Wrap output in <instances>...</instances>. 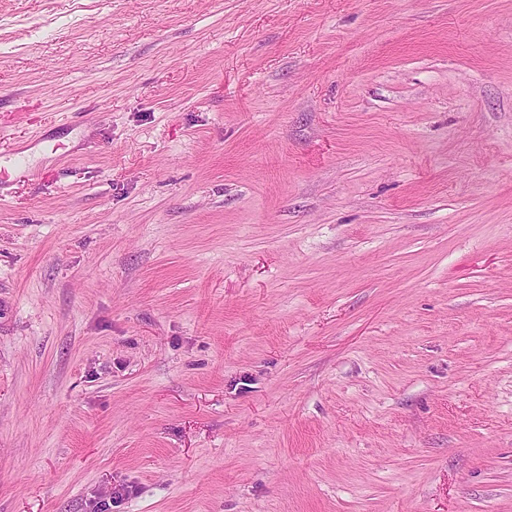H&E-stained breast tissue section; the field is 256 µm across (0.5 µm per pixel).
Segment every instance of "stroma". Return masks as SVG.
<instances>
[{
    "mask_svg": "<svg viewBox=\"0 0 512 512\" xmlns=\"http://www.w3.org/2000/svg\"><path fill=\"white\" fill-rule=\"evenodd\" d=\"M0 512H512V0H0Z\"/></svg>",
    "mask_w": 512,
    "mask_h": 512,
    "instance_id": "obj_1",
    "label": "stroma"
}]
</instances>
